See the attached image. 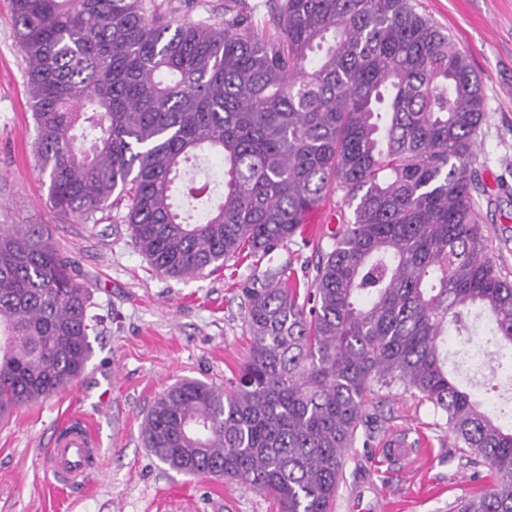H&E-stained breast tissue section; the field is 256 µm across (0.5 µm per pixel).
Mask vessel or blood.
I'll use <instances>...</instances> for the list:
<instances>
[{"mask_svg": "<svg viewBox=\"0 0 512 512\" xmlns=\"http://www.w3.org/2000/svg\"><path fill=\"white\" fill-rule=\"evenodd\" d=\"M99 448L98 437L87 419L72 415L55 428L43 466L55 481L67 484L81 482L87 476V459L95 456Z\"/></svg>", "mask_w": 512, "mask_h": 512, "instance_id": "obj_1", "label": "vessel or blood"}]
</instances>
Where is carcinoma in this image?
Wrapping results in <instances>:
<instances>
[{"label": "carcinoma", "instance_id": "carcinoma-1", "mask_svg": "<svg viewBox=\"0 0 512 512\" xmlns=\"http://www.w3.org/2000/svg\"><path fill=\"white\" fill-rule=\"evenodd\" d=\"M34 145L56 214L126 201L158 272L196 279L264 258L330 194L339 227L309 287L245 288L246 362L223 388L170 385L141 427L168 468L248 484L278 512H332L368 399L399 389L446 420L490 481L459 512H512V430L448 375L442 343L512 347V280L488 257L473 156L480 79L415 0H240L224 20L145 0H10ZM208 152L220 178L183 171ZM90 292L38 224H0V414L70 385L91 357ZM491 389L512 390L497 362Z\"/></svg>", "mask_w": 512, "mask_h": 512}]
</instances>
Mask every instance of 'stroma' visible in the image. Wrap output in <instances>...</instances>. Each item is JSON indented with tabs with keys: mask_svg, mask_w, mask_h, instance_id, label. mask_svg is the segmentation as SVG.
<instances>
[{
	"mask_svg": "<svg viewBox=\"0 0 512 512\" xmlns=\"http://www.w3.org/2000/svg\"><path fill=\"white\" fill-rule=\"evenodd\" d=\"M418 10L448 33L482 81L485 114L478 166L486 193L481 222L489 255L512 274V0H417ZM24 61L0 0V224L45 225L53 244L73 262L90 291L98 321L89 333L84 372L49 399L0 420V512H277L269 497L247 485L170 470L141 441L143 418L168 386L197 379L217 387L238 372L249 352L243 293L252 266L226 262L217 273L177 280L157 272L135 247L118 204L78 223L51 208L48 181L34 155L33 118ZM328 231L296 234L271 263L284 278L310 282L329 247ZM110 391L102 407L97 396ZM80 414L101 442L89 479L61 487L42 459L56 423ZM404 431L413 447L395 463L383 458V438ZM448 427L431 404L383 395L369 402L349 452L333 512H456L472 488Z\"/></svg>",
	"mask_w": 512,
	"mask_h": 512,
	"instance_id": "1",
	"label": "stroma"
}]
</instances>
